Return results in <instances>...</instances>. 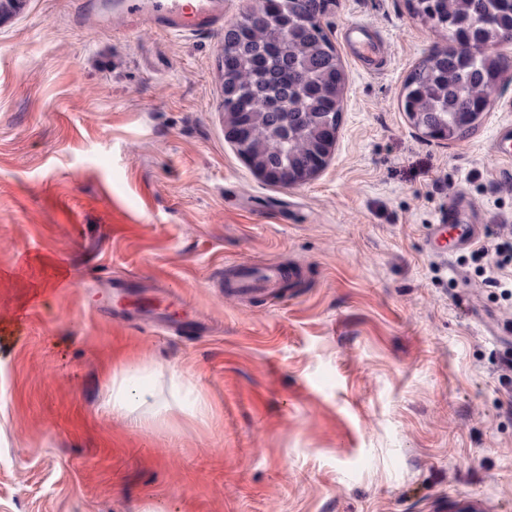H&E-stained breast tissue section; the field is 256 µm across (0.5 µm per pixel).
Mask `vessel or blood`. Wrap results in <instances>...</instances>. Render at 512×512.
Returning <instances> with one entry per match:
<instances>
[{"mask_svg": "<svg viewBox=\"0 0 512 512\" xmlns=\"http://www.w3.org/2000/svg\"><path fill=\"white\" fill-rule=\"evenodd\" d=\"M122 15L130 26L146 25L169 34H204L223 25L224 0H123ZM284 275L283 268L272 262L258 270L241 264L232 272L227 292L235 297L268 294ZM112 297L118 314L135 313L150 320L162 308L168 310L174 331L192 335L207 329L205 321L190 314L186 302L173 292L150 290L143 283L116 278Z\"/></svg>", "mask_w": 512, "mask_h": 512, "instance_id": "1", "label": "vessel or blood"}]
</instances>
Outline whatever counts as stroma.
<instances>
[{
	"label": "stroma",
	"instance_id": "stroma-1",
	"mask_svg": "<svg viewBox=\"0 0 512 512\" xmlns=\"http://www.w3.org/2000/svg\"><path fill=\"white\" fill-rule=\"evenodd\" d=\"M89 4L0 21V512H512V303L459 241L512 226V81L465 138L427 137L400 93L444 37L407 0H337L334 152L274 186L224 135L223 29L92 27ZM36 255L71 281L34 294ZM262 261L292 273L279 298L224 295ZM116 276L209 331L113 318ZM128 362L179 384L153 427L106 406Z\"/></svg>",
	"mask_w": 512,
	"mask_h": 512
}]
</instances>
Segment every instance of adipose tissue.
<instances>
[{
  "label": "adipose tissue",
  "mask_w": 512,
  "mask_h": 512,
  "mask_svg": "<svg viewBox=\"0 0 512 512\" xmlns=\"http://www.w3.org/2000/svg\"><path fill=\"white\" fill-rule=\"evenodd\" d=\"M108 405L114 415L134 428L153 424L168 409L167 403L159 400L154 387L145 384L141 368L134 366L113 376Z\"/></svg>",
  "instance_id": "ef3b65f1"
}]
</instances>
